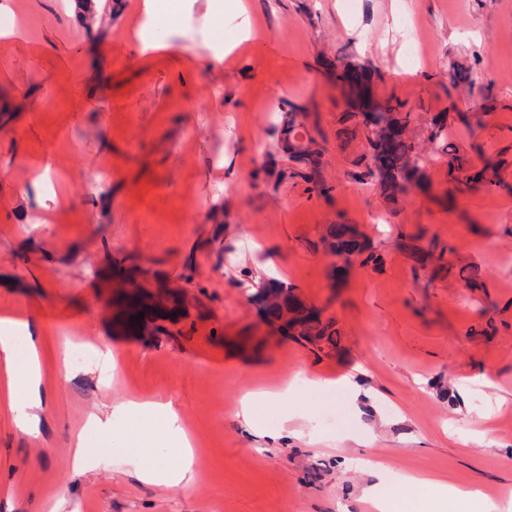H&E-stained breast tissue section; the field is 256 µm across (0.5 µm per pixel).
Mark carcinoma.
I'll return each mask as SVG.
<instances>
[{"label":"carcinoma","instance_id":"obj_1","mask_svg":"<svg viewBox=\"0 0 512 512\" xmlns=\"http://www.w3.org/2000/svg\"><path fill=\"white\" fill-rule=\"evenodd\" d=\"M363 78L362 90L347 88L350 111L342 113L340 117L342 133L348 137L360 130L364 131L365 149L352 161L356 168L353 177L375 186L383 200L394 206L412 192L429 187L426 169L414 139L406 137L386 143L377 132L370 113L366 111L371 74L366 71ZM449 81L453 87L469 91L474 85L471 71L463 67L454 69L449 74ZM284 106L287 110L278 115L269 131L270 136L277 144L280 141L279 133L288 132L301 136L304 144L291 150L288 169L277 173L276 183L299 179L308 185L309 191L329 199L333 196L335 185L322 176L326 138L318 129L313 132L306 129L302 133L296 130L297 119L308 116L306 106L293 102H286ZM382 111L408 127L415 122L414 113L407 110L406 104L399 100L383 101ZM425 140L445 158L448 183L467 190L500 185L497 181L498 171L505 161L488 160L480 168L467 165L459 149L448 140V113L439 112L428 119ZM396 246L414 262L413 269L417 276L423 274L431 279L443 267L442 260L447 247H440L434 241L424 247L420 244L419 236L400 233ZM313 247L317 251L330 250L338 255L353 254L356 263L361 266L375 267L382 261L381 254L377 253L367 237L357 232L353 224L323 225ZM251 300L257 303L261 320L282 338L307 347L317 355H329L338 348L340 334L335 319L324 315L322 309H309L295 288L285 289L281 287L280 280L269 278L251 295ZM284 304L288 305V311L292 313L286 326L279 324Z\"/></svg>","mask_w":512,"mask_h":512}]
</instances>
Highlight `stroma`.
<instances>
[{
  "label": "stroma",
  "mask_w": 512,
  "mask_h": 512,
  "mask_svg": "<svg viewBox=\"0 0 512 512\" xmlns=\"http://www.w3.org/2000/svg\"><path fill=\"white\" fill-rule=\"evenodd\" d=\"M142 2L112 0L93 39L69 0H0V318L35 326L48 403L25 433L0 394V512H373L363 488L374 482L418 504L404 474L481 488L512 512V0H354L349 11L344 0H252L266 37L221 67L210 61L236 38L232 9L218 21L211 0L160 14ZM408 21L429 30L415 63ZM341 56L376 71L378 100L420 119L482 118L449 124L448 138L471 165L504 159L501 186L449 193L445 160L427 147L429 189L387 209L351 176L365 138L341 133ZM456 67L471 70L473 91L450 85ZM286 100L327 139L332 199L275 181L287 161L268 129ZM336 223L358 225L383 255L338 289L311 247ZM400 232L451 247L429 287L394 247ZM129 256L142 286L162 277L205 304L191 335L125 329L112 264ZM465 263L481 287L459 278ZM271 277L327 305L335 354L259 346L266 328L249 297ZM75 341L117 354L116 375L68 362ZM358 363V400L313 384ZM294 378L306 382L295 436L271 439L282 410L269 402L247 430L240 394ZM125 398L171 403L195 448L189 487L145 484L108 459L75 473L77 435Z\"/></svg>",
  "instance_id": "stroma-1"
}]
</instances>
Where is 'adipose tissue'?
<instances>
[{"mask_svg":"<svg viewBox=\"0 0 512 512\" xmlns=\"http://www.w3.org/2000/svg\"><path fill=\"white\" fill-rule=\"evenodd\" d=\"M21 320L0 319V385L5 386L16 410L20 430L36 426L45 408L40 392V367L35 339H28L25 350H18L15 333ZM117 422H98L95 435L79 434L75 458L84 461L100 455L112 456L128 466L144 482L165 486L189 485L193 478L194 450L181 428L171 404L158 401L123 400L113 407ZM176 448L175 463H167L163 449ZM405 483H423L425 512H448L449 504L465 501L472 512H484L481 494L460 490L435 478L417 480L408 475Z\"/></svg>","mask_w":512,"mask_h":512,"instance_id":"adipose-tissue-1","label":"adipose tissue"}]
</instances>
